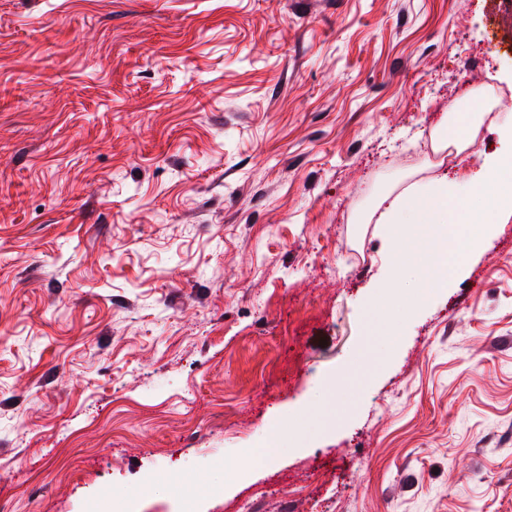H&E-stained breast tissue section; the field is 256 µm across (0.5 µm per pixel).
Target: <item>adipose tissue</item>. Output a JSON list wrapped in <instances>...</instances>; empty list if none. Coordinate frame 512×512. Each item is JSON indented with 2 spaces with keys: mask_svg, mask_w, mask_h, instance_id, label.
<instances>
[{
  "mask_svg": "<svg viewBox=\"0 0 512 512\" xmlns=\"http://www.w3.org/2000/svg\"><path fill=\"white\" fill-rule=\"evenodd\" d=\"M464 195L477 200L479 209L458 210L457 203ZM377 208L380 223L392 228L400 224L434 225L439 246L430 254V265L439 273V286L447 287L484 239V227L498 215L512 212V153L491 162L478 179L466 186L444 177L414 183L395 196L383 193ZM466 224L480 225L481 230L463 232Z\"/></svg>",
  "mask_w": 512,
  "mask_h": 512,
  "instance_id": "ef3b65f1",
  "label": "adipose tissue"
}]
</instances>
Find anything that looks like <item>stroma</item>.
I'll return each mask as SVG.
<instances>
[{"mask_svg": "<svg viewBox=\"0 0 512 512\" xmlns=\"http://www.w3.org/2000/svg\"><path fill=\"white\" fill-rule=\"evenodd\" d=\"M511 120L506 0H0V512H512V219L372 215ZM449 114V115H448ZM446 113L442 124L431 131L430 138L433 142L438 141V148L447 147V138H450L454 143L458 152H462L468 145V129L477 120L478 112H449ZM456 129L458 132L454 136H448L449 129ZM446 135V138L443 135ZM446 139V144L442 145L441 142Z\"/></svg>", "mask_w": 512, "mask_h": 512, "instance_id": "stroma-1", "label": "stroma"}]
</instances>
